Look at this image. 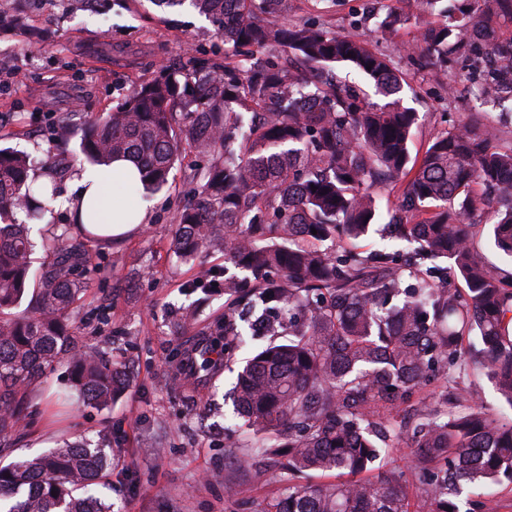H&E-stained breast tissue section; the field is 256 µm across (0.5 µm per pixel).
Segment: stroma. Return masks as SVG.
Returning a JSON list of instances; mask_svg holds the SVG:
<instances>
[{
	"mask_svg": "<svg viewBox=\"0 0 512 512\" xmlns=\"http://www.w3.org/2000/svg\"><path fill=\"white\" fill-rule=\"evenodd\" d=\"M362 0H289L294 17H320L331 30L390 56L409 85L408 104L419 115L410 143L422 154L439 134L459 120L484 111L490 89L470 82L458 69L419 67L399 54L419 33L410 0H393L404 22L388 40L377 21L362 13ZM0 15L23 23L0 27V145L26 151L39 175H53L57 189L74 193L73 174L80 130L88 112L111 111L131 87L178 61L187 48L223 54L224 43L211 23L191 6L170 11L153 0H99L96 12H78L69 0H0ZM191 186L176 168L171 190L147 198L148 223L119 241H89L88 290L76 312L85 344L111 350L124 360L131 383L112 404L97 410L74 403L56 415L53 401L68 386L67 362L44 373L28 389V416L5 458L37 456L63 438L82 433L109 435L118 466L109 485L95 492L110 498L115 512H258L281 489L272 469L240 472L227 451L248 436L224 418L227 370L189 375L207 323L224 315V255L184 262L172 249L178 208ZM213 269L215 278L201 279ZM192 310L193 328L183 323ZM182 346L184 360L172 358ZM187 378L184 390L173 382ZM489 410L508 413L484 371L470 370L451 384Z\"/></svg>",
	"mask_w": 512,
	"mask_h": 512,
	"instance_id": "1",
	"label": "stroma"
}]
</instances>
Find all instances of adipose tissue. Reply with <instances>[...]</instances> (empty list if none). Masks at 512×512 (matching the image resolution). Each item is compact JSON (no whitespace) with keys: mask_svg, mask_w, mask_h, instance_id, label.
I'll return each mask as SVG.
<instances>
[{"mask_svg":"<svg viewBox=\"0 0 512 512\" xmlns=\"http://www.w3.org/2000/svg\"><path fill=\"white\" fill-rule=\"evenodd\" d=\"M111 172L99 167L87 168L79 172L76 179L77 193L72 201V206L77 209L80 216L89 221L88 228L94 234L105 238L122 237L139 225L147 223L148 213L146 210H137L135 216H128L127 212L118 205H108L100 215L98 221H90L91 208L97 204L99 199L108 196L113 177Z\"/></svg>","mask_w":512,"mask_h":512,"instance_id":"ef3b65f1","label":"adipose tissue"}]
</instances>
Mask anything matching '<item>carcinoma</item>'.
Wrapping results in <instances>:
<instances>
[{
  "mask_svg": "<svg viewBox=\"0 0 512 512\" xmlns=\"http://www.w3.org/2000/svg\"><path fill=\"white\" fill-rule=\"evenodd\" d=\"M156 2L208 17L224 57L191 52L135 85L85 124L80 153L97 167L130 159L139 182L115 178L127 193L167 187L183 143L206 158L188 175L194 190L173 244L184 258L222 250L241 272L224 275L230 307L199 369L235 363L238 308L269 336L231 392L232 419L253 443L228 449L243 470L257 455L275 468L282 494L261 512H461L471 499L477 512H499L483 489L512 485V416L462 395L450 407L448 384L455 370L480 366L512 408V277L482 264L464 224L486 215L512 258V147L486 118L411 157L418 113L405 105L392 60L321 22L278 20L288 0ZM415 2L432 20L402 46L409 57L459 63L466 77L496 85L480 68L489 49L512 75V36L501 32L512 26V0H476L461 12ZM374 10L384 13L386 40L401 17L384 0ZM339 66L363 74L380 101L339 84ZM377 185L398 193L387 225L413 253L405 265L387 246L345 248L378 223ZM55 196L29 155L0 149V449L23 424L27 388L59 360L86 405L108 406L125 383L112 352L77 342L78 274L91 264L83 243L62 228L56 261L34 270L19 216L52 211ZM458 277L465 288L453 292L448 281ZM473 334L479 349L468 344ZM401 444L412 485L379 465ZM109 449L105 436L78 437L0 465V512H113L90 494L112 468Z\"/></svg>",
  "mask_w": 512,
  "mask_h": 512,
  "instance_id": "1",
  "label": "carcinoma"
}]
</instances>
